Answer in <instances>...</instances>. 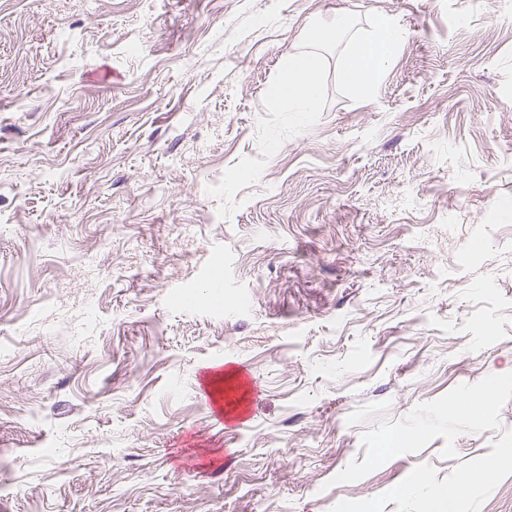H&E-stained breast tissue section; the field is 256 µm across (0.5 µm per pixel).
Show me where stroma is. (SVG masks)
Here are the masks:
<instances>
[{
  "instance_id": "obj_1",
  "label": "stroma",
  "mask_w": 512,
  "mask_h": 512,
  "mask_svg": "<svg viewBox=\"0 0 512 512\" xmlns=\"http://www.w3.org/2000/svg\"><path fill=\"white\" fill-rule=\"evenodd\" d=\"M346 12L405 31L375 98L328 85L220 217L275 73ZM1 450L0 512H429L480 468L457 512H512V22L0 0Z\"/></svg>"
}]
</instances>
